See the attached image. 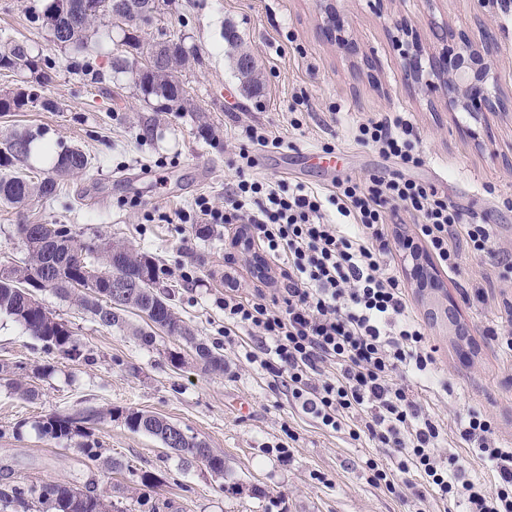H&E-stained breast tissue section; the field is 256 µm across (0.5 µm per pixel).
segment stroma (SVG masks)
I'll list each match as a JSON object with an SVG mask.
<instances>
[{
  "mask_svg": "<svg viewBox=\"0 0 512 512\" xmlns=\"http://www.w3.org/2000/svg\"><path fill=\"white\" fill-rule=\"evenodd\" d=\"M36 2L0 0V33L26 43L35 59L55 60L56 67L43 85L26 69L0 71V96L35 90L54 107L0 113V141L29 134L56 154L80 148L91 164L66 178L57 200L0 206V261L24 258L20 224H67L81 241L120 242L148 253L160 267L161 292L198 339L220 348L224 370L204 371L181 339L160 334L147 346L129 332L101 327L52 292H40L43 306L74 332L81 353L44 351L23 326L0 316V366L21 370L38 391L23 400L0 386V483L81 488L92 482L122 512H143L137 503L143 494L157 512H461V504L443 502L415 476L397 472L391 449L352 439L345 427L326 429L304 413L279 378L249 359L257 336L243 330L225 339L228 281L248 297L259 287H283L288 269L269 258L263 279H256L250 258L233 243L236 225L214 224L203 234L179 223L176 214L193 211L203 194L223 209L224 186L240 163L238 133L253 125L280 136L290 150L286 157L254 151V176L324 192L348 176L401 172L436 188L465 215L493 224V249L512 255V111L487 112L478 122L446 111L441 91L406 81L402 49L393 40L401 25L427 48L445 25L475 38L491 31L499 46L498 82L512 97V0H336L342 42L320 31L322 0H170L160 25L183 36L200 61L179 75L183 107L163 112L144 98L132 73L113 71L119 30L96 35L92 64L83 68L82 55L55 45L34 20ZM228 26L257 63L263 84L258 98L240 91L224 39ZM352 42L375 53L377 70L368 71L350 53ZM297 94L306 102L295 113ZM392 113L413 125L419 167L401 169L354 141L358 123ZM328 146L330 159L324 156ZM390 262L435 359L433 379L413 378L409 385L423 412L443 428L439 452L458 457L469 478L493 486V472L458 427L468 413H485L498 445L512 447V357L487 333L507 327L512 282L488 257L462 252L459 273L443 276L454 303L449 316L431 294L415 288L403 248ZM173 352L181 353V366L171 363ZM45 364L52 373L34 376V368ZM83 410L103 414L91 426L102 452L97 463L37 428L52 412ZM128 410L163 416L223 452V476L183 463L156 438L130 431L123 418ZM282 447L288 450L284 459ZM113 458L125 470L109 472L106 462ZM371 458L394 468V489L374 482L366 465ZM144 471L156 476L153 488L140 485Z\"/></svg>",
  "mask_w": 512,
  "mask_h": 512,
  "instance_id": "stroma-1",
  "label": "stroma"
}]
</instances>
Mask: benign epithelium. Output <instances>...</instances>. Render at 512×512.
<instances>
[{"label": "benign epithelium", "mask_w": 512, "mask_h": 512, "mask_svg": "<svg viewBox=\"0 0 512 512\" xmlns=\"http://www.w3.org/2000/svg\"><path fill=\"white\" fill-rule=\"evenodd\" d=\"M88 11L107 16L113 24L124 26L129 12H138L142 27H149L155 12L148 4L133 6L129 0H89ZM394 40L406 45L404 50V74L412 85L441 88L448 99V107L462 108L474 115L478 112H504L512 110V98L504 100L493 67L492 48L489 42L477 43L464 34L439 35L441 49L422 63V48L413 31L407 27L397 28ZM412 278L428 284L430 291L441 294L438 284L430 272L425 258L412 254Z\"/></svg>", "instance_id": "obj_1"}]
</instances>
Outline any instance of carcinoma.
<instances>
[{"instance_id":"obj_1","label":"carcinoma","mask_w":512,"mask_h":512,"mask_svg":"<svg viewBox=\"0 0 512 512\" xmlns=\"http://www.w3.org/2000/svg\"><path fill=\"white\" fill-rule=\"evenodd\" d=\"M72 7L62 14L58 0H40L34 7V17L48 28L56 45L69 47L77 52L93 51L92 37L98 31L102 18L88 15L83 8L85 0H71ZM172 43V49L164 52L160 62L138 68L137 85L147 97L158 103L159 109L169 111L185 96L183 84L175 72L190 61H199L197 54L186 46L184 39L175 34L158 31ZM224 40L235 50L234 69L242 89L248 96L262 90L258 69L253 56L242 48L240 37L233 28L224 31ZM121 44L128 46L112 58V70L125 73L138 56L150 58L154 44L143 35L134 17H129L122 30ZM7 59L0 58V69L15 70L22 67L36 72L37 64L26 44L12 41L6 45ZM39 94L0 97V112H10L32 104ZM28 135H13L0 142V205L20 207L30 199L53 200L60 192L65 178L81 173L90 166L88 155L78 148H68L58 155L52 170L42 177L30 176L17 168L28 155ZM27 260L21 264L8 263L0 269V314H5L21 324L48 350L67 355H79L78 342L67 324L54 318L42 304H33L30 293L48 290L63 300H70L90 313L95 321L106 328H129L127 314L144 317L146 328H132V335L145 345L155 340L156 332L180 338L195 348L197 361L207 372L224 371V355L197 340L192 329L173 311L167 298L158 290L160 269L155 258L125 244L105 242L87 244L79 241L66 224H21ZM93 266L99 272L98 291L84 292L76 288L84 275V269ZM120 279L129 284L128 300L121 306H112L104 299L111 292L112 282ZM0 383L13 390L23 399H33L36 390L14 371L0 370ZM87 421L67 412H54L38 422L40 432L54 440L71 441L85 439L79 445L91 461L100 457L97 443L87 440ZM125 424L133 432H143L158 439L166 448H172L187 461L202 460V464L217 476H224V455L193 436L183 435L180 445L171 446L170 434L178 425L157 415L143 411H131L125 415ZM122 512L95 489H80L68 485L41 483L38 481L16 482L0 486V512Z\"/></svg>"}]
</instances>
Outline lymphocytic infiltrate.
Returning a JSON list of instances; mask_svg holds the SVG:
<instances>
[{"label":"lymphocytic infiltrate","instance_id":"obj_1","mask_svg":"<svg viewBox=\"0 0 512 512\" xmlns=\"http://www.w3.org/2000/svg\"><path fill=\"white\" fill-rule=\"evenodd\" d=\"M412 135L408 121L385 116L359 123L355 140L412 168L422 162ZM240 136L241 165L223 209L198 197L194 221L244 225L268 254L285 257L288 284L251 298L225 289V336L239 326L258 329L268 341L266 355L277 363L276 376L287 377L305 410L331 429L338 428L339 415L365 413L353 439L365 434L396 449L399 470L416 472L441 500L463 501L466 512H512V448L497 446L489 417L471 413L460 436L495 471L494 490L464 478L458 458L438 455L440 428L403 380L410 371L429 373L434 359L387 262L388 212L416 217L418 235L451 272L460 267L461 248L492 255L491 225L465 219L447 197L399 173L339 180L326 197L299 184L261 182L249 173L251 148L278 149L283 140L255 126ZM327 201L335 203L339 222L327 219ZM327 363L338 367V376L314 384Z\"/></svg>","mask_w":512,"mask_h":512}]
</instances>
